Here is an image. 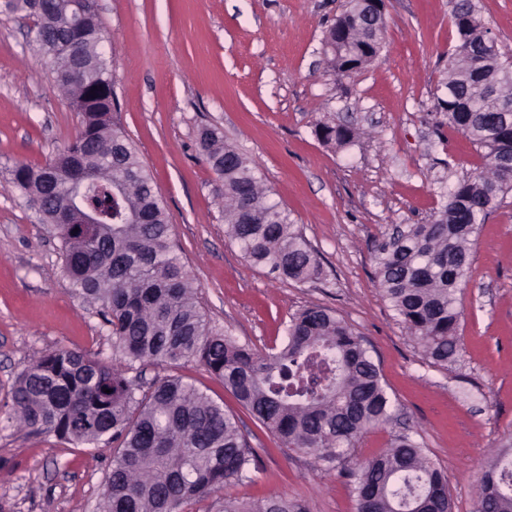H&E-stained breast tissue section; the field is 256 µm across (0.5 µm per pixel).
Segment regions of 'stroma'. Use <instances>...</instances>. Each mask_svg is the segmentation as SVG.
Returning a JSON list of instances; mask_svg holds the SVG:
<instances>
[{"mask_svg":"<svg viewBox=\"0 0 512 512\" xmlns=\"http://www.w3.org/2000/svg\"><path fill=\"white\" fill-rule=\"evenodd\" d=\"M512 56V0H473ZM344 0H95L119 110L114 117L163 197L171 238L210 325L264 353L290 317L321 306L365 340L397 406L387 429L355 456L410 427L448 473L454 512H476L482 465L512 434V194L478 231L460 296L459 354L431 363L379 294L374 242L425 222L446 187L480 163L460 132L438 129L436 97L458 43L455 0H385V43L356 73L326 65L324 36ZM27 20L0 15V512H99L114 446H74L8 421L11 389L28 363L56 349L112 361V337L63 274L59 242L9 182L16 162L42 166L79 130ZM334 118L360 130L336 148L315 134ZM257 166L273 198L316 249L317 282H284L251 265L225 233L216 175L198 147L205 125ZM177 373L241 418L258 467L182 512H218L231 497L285 495L309 512H356L339 470L283 447L197 362Z\"/></svg>","mask_w":512,"mask_h":512,"instance_id":"obj_1","label":"stroma"}]
</instances>
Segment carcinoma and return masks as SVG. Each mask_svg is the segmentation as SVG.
<instances>
[{
    "instance_id": "carcinoma-1",
    "label": "carcinoma",
    "mask_w": 512,
    "mask_h": 512,
    "mask_svg": "<svg viewBox=\"0 0 512 512\" xmlns=\"http://www.w3.org/2000/svg\"><path fill=\"white\" fill-rule=\"evenodd\" d=\"M10 15L31 17L39 52L80 116V128L48 166L17 162L11 183L39 223L58 239L65 275L76 294L99 309L112 347L125 367L75 349L33 360L12 388L10 418L31 433H52L74 444L115 443L101 512H178L180 506L242 480L257 459L236 416L180 376L140 382L148 365L200 363L286 448L340 463L361 436L390 424L394 402L362 337L331 310L308 307L292 317L275 353L259 355L206 322L199 286L171 241L165 203L125 132L114 121L116 99L91 86L112 81L95 0H42L29 12L5 0ZM362 4L348 0L327 29L328 68L345 76L368 65L382 47L386 24L362 22ZM85 32L80 75L56 42L74 21ZM459 35L436 98L449 128L480 151L481 164L449 189L441 208L423 224H407L375 241L376 283L409 334L435 364L456 361L459 295L473 263L479 225L512 192V62L485 34L472 0H458ZM321 141L345 147L360 132L320 121ZM198 145L217 176L213 192L224 201L231 241L252 265L283 281L321 279L316 250L288 211L271 197L255 164L204 126ZM55 180H42L46 168ZM85 190L78 207L95 224H58L70 206L71 184ZM136 376H127L129 371ZM357 512H452L445 469L416 431L396 435L378 455L348 469ZM483 512H512V458L496 456L482 469ZM220 512H307L298 499L257 502L224 499Z\"/></svg>"
}]
</instances>
